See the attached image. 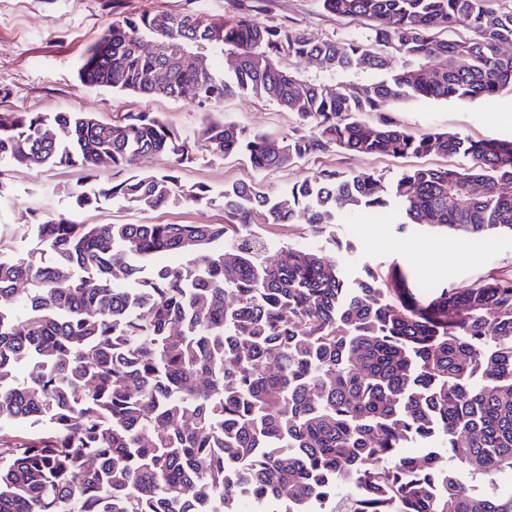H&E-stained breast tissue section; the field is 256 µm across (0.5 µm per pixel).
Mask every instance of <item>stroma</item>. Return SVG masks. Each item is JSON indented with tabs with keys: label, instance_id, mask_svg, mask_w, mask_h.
Masks as SVG:
<instances>
[{
	"label": "stroma",
	"instance_id": "obj_1",
	"mask_svg": "<svg viewBox=\"0 0 512 512\" xmlns=\"http://www.w3.org/2000/svg\"><path fill=\"white\" fill-rule=\"evenodd\" d=\"M262 6L263 20L304 29L317 40H344L365 29L364 21L324 11L320 0H263ZM157 10L193 11L227 21L236 15L232 0H0V89L9 91L8 96H0V112H90L104 122L127 112H148L181 137L196 140L209 117L196 104L116 94L84 86L78 79L87 50L113 20ZM221 116L276 139L293 134L299 126L292 113L260 97L227 99ZM395 118L415 135L451 131L476 140L512 138V91L465 105L452 100L407 101ZM468 163L462 155L394 157L333 150L294 161L285 168L259 172L244 157L218 158L200 150L179 175L186 185L210 187L215 202L143 212L110 200L78 213L71 191L81 178L80 171H36L4 160L0 161V255L8 257L36 247L34 223L61 213H75L77 220L86 224H220L224 208L219 194L224 187L239 182L258 184L277 195L319 168L348 174L373 172L388 183L412 167H464ZM255 231L267 242L265 256L270 260L286 245L311 243L327 254L333 253L335 244L347 245L349 251L342 260L352 277L367 266L386 280L398 269L417 282L464 290L490 275L512 276L510 232L475 239L430 226L402 231L388 215L376 220L346 217L329 233L316 232L302 218L284 226L259 224Z\"/></svg>",
	"mask_w": 512,
	"mask_h": 512
}]
</instances>
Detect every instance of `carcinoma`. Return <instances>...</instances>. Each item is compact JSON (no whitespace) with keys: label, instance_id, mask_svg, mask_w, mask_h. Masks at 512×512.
<instances>
[{"label":"carcinoma","instance_id":"obj_1","mask_svg":"<svg viewBox=\"0 0 512 512\" xmlns=\"http://www.w3.org/2000/svg\"><path fill=\"white\" fill-rule=\"evenodd\" d=\"M321 2L369 32L315 41L260 19L259 0H240L231 22L146 12L112 21L78 76L212 112L238 95L276 102L301 122L285 140L226 119L198 135L262 172L335 148L468 166L410 169L387 187L325 168L276 196L238 183L221 193L222 224L38 222L39 249L0 257V512H234L244 497L256 512H336L338 499L349 512H512V486L497 482L512 476V278L394 302L378 273L350 278L331 254L289 245L265 261L252 230L304 215L322 232L392 208L402 230L512 233V140L414 135L392 117L408 100L512 90V7ZM456 26L474 37L435 36ZM150 39L201 50L208 67L176 70L139 50ZM291 58L325 70L303 75ZM192 152L148 112L0 113V160L81 170L80 209L211 202L174 169L138 172L146 156L179 166ZM103 162L129 176L95 181ZM158 252L183 262L154 268ZM26 424L38 432L20 434ZM462 467L488 488L465 486Z\"/></svg>","mask_w":512,"mask_h":512}]
</instances>
